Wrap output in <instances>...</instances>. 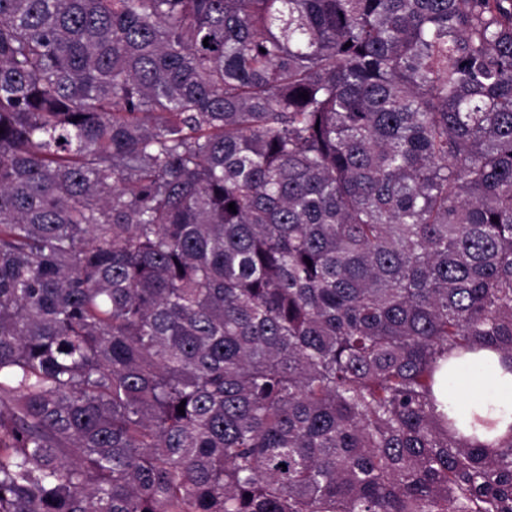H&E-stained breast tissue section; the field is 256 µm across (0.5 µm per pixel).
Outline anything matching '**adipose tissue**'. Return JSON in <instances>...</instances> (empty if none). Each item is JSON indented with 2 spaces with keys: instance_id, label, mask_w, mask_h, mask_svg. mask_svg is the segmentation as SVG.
Returning <instances> with one entry per match:
<instances>
[{
  "instance_id": "adipose-tissue-1",
  "label": "adipose tissue",
  "mask_w": 512,
  "mask_h": 512,
  "mask_svg": "<svg viewBox=\"0 0 512 512\" xmlns=\"http://www.w3.org/2000/svg\"><path fill=\"white\" fill-rule=\"evenodd\" d=\"M436 397L441 409L487 417L492 426L478 430L480 441L505 437L512 431V359L483 349L472 354L469 362L444 363Z\"/></svg>"
}]
</instances>
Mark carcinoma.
Masks as SVG:
<instances>
[{
  "label": "carcinoma",
  "mask_w": 512,
  "mask_h": 512,
  "mask_svg": "<svg viewBox=\"0 0 512 512\" xmlns=\"http://www.w3.org/2000/svg\"><path fill=\"white\" fill-rule=\"evenodd\" d=\"M482 349L512 0H0V512H512ZM438 409L457 411L463 417L478 412L493 426L476 436L492 442L509 433L512 425V371L510 360L497 350L482 349L466 363L444 362L436 389Z\"/></svg>",
  "instance_id": "obj_1"
}]
</instances>
